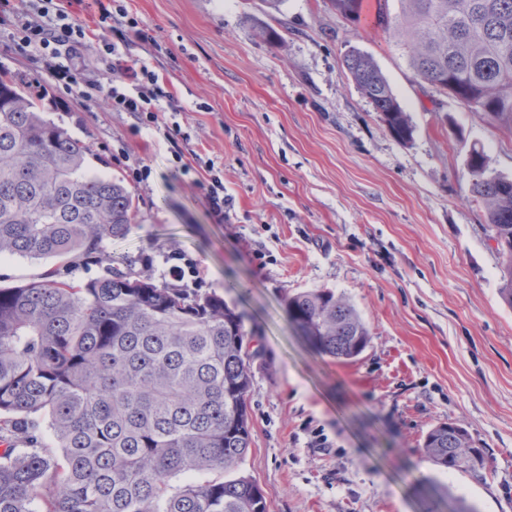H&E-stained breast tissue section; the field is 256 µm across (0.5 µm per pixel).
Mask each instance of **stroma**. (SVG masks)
I'll return each mask as SVG.
<instances>
[{
  "instance_id": "1",
  "label": "stroma",
  "mask_w": 512,
  "mask_h": 512,
  "mask_svg": "<svg viewBox=\"0 0 512 512\" xmlns=\"http://www.w3.org/2000/svg\"><path fill=\"white\" fill-rule=\"evenodd\" d=\"M110 28L95 29L101 9ZM93 26L86 78L106 81L115 44L127 65L158 73L181 112L177 143L124 112L58 88L51 60L21 56L0 25V75L43 95L46 119L90 147V171L133 194L126 234L100 261L0 259V287L59 276L84 282L130 267L176 287L169 258L196 261L195 288L244 315L252 346V448L240 465L268 512H512V307L499 295L501 258L473 204L465 164L483 149L512 177V128L452 98L433 104L366 0L360 24L326 0H71ZM279 18L284 43L257 37ZM148 32L139 38L131 21ZM370 54L408 112L395 140L343 65ZM213 160L232 197L227 219L193 187L176 151ZM150 171L132 177L134 167ZM330 288L360 311L370 342L355 360L322 355L289 321L285 299ZM457 422L485 458L446 470L424 454L427 432Z\"/></svg>"
}]
</instances>
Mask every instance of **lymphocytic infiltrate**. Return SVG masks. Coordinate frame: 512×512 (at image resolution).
I'll return each instance as SVG.
<instances>
[{
  "label": "lymphocytic infiltrate",
  "instance_id": "1",
  "mask_svg": "<svg viewBox=\"0 0 512 512\" xmlns=\"http://www.w3.org/2000/svg\"><path fill=\"white\" fill-rule=\"evenodd\" d=\"M3 11L13 17L11 41L15 52L53 58L52 76L67 93L88 101L101 97L111 110L130 113L138 123H159L162 102L170 94L154 71L145 66L133 69L119 58L113 62L107 82L85 79L74 61L86 46L87 26L70 17L55 0H22L18 6L11 0H0ZM128 81L133 84L129 90L124 87Z\"/></svg>",
  "mask_w": 512,
  "mask_h": 512
}]
</instances>
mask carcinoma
<instances>
[{
    "instance_id": "cac0c4a2",
    "label": "carcinoma",
    "mask_w": 512,
    "mask_h": 512,
    "mask_svg": "<svg viewBox=\"0 0 512 512\" xmlns=\"http://www.w3.org/2000/svg\"><path fill=\"white\" fill-rule=\"evenodd\" d=\"M365 0H328L358 22ZM389 33L427 85L489 122L512 126V0H376ZM360 93L396 140L414 126L372 56H343ZM89 146L45 119L19 77L0 76V256L96 261L125 235L133 196L89 172ZM471 201L504 257L500 297L512 307V178L468 153ZM288 315L326 356L358 357L360 312L331 289L286 298ZM244 316L216 293L156 285L108 266L83 284L0 288V512H267L250 477L224 479L252 445L253 364ZM425 455L476 469L467 430L433 427ZM185 477L181 484L172 479Z\"/></svg>"
}]
</instances>
